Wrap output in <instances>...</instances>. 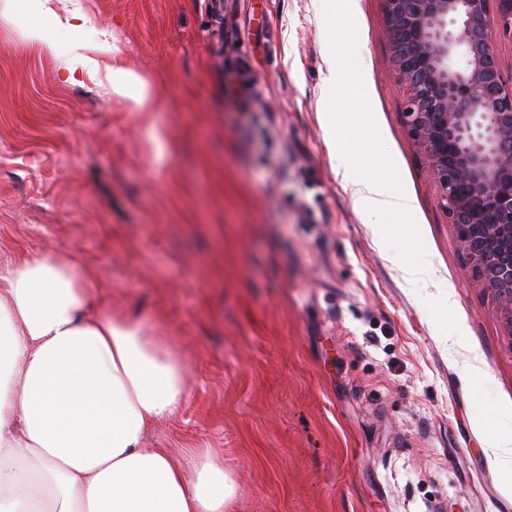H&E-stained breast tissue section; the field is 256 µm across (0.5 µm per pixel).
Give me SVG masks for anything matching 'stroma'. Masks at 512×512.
I'll use <instances>...</instances> for the list:
<instances>
[{
	"instance_id": "stroma-1",
	"label": "stroma",
	"mask_w": 512,
	"mask_h": 512,
	"mask_svg": "<svg viewBox=\"0 0 512 512\" xmlns=\"http://www.w3.org/2000/svg\"><path fill=\"white\" fill-rule=\"evenodd\" d=\"M163 97L133 112L33 0L0 17V262L82 264L188 371L150 448H207L229 512H512V344L405 123L381 0H81ZM41 28L46 43L25 28ZM345 81L334 101L322 77ZM415 204L367 208L324 134Z\"/></svg>"
}]
</instances>
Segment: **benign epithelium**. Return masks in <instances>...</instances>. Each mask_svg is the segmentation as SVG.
Here are the masks:
<instances>
[{
    "mask_svg": "<svg viewBox=\"0 0 512 512\" xmlns=\"http://www.w3.org/2000/svg\"><path fill=\"white\" fill-rule=\"evenodd\" d=\"M492 13L512 33V0H383L409 133L512 347V84L492 49Z\"/></svg>",
    "mask_w": 512,
    "mask_h": 512,
    "instance_id": "benign-epithelium-1",
    "label": "benign epithelium"
}]
</instances>
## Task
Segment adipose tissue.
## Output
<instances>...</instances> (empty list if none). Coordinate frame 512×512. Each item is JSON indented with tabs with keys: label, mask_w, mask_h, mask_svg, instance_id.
<instances>
[{
	"label": "adipose tissue",
	"mask_w": 512,
	"mask_h": 512,
	"mask_svg": "<svg viewBox=\"0 0 512 512\" xmlns=\"http://www.w3.org/2000/svg\"><path fill=\"white\" fill-rule=\"evenodd\" d=\"M113 96L152 112L134 69H109ZM337 169L365 202L410 215L412 200L364 172L325 122ZM0 512H228L237 487L223 460L174 457L145 439L186 396L182 360L153 330L104 309L77 262L0 264Z\"/></svg>",
	"instance_id": "adipose-tissue-1"
}]
</instances>
